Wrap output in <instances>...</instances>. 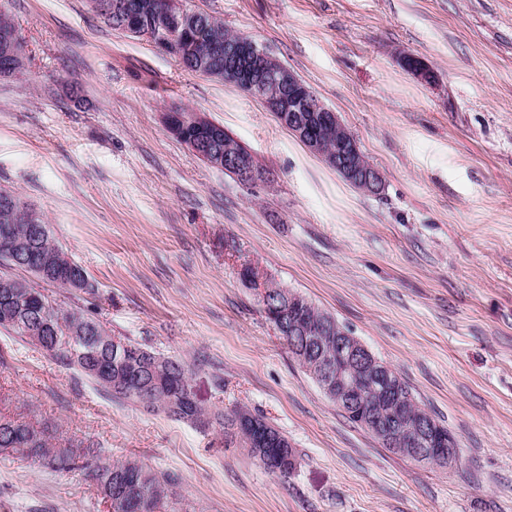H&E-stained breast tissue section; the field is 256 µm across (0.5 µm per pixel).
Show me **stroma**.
I'll return each instance as SVG.
<instances>
[{"label":"stroma","instance_id":"stroma-1","mask_svg":"<svg viewBox=\"0 0 512 512\" xmlns=\"http://www.w3.org/2000/svg\"><path fill=\"white\" fill-rule=\"evenodd\" d=\"M265 46L334 109L384 179L364 193L256 98L107 27L87 0H10L31 57L0 78V187L81 265L50 285L109 334L193 368L206 407L247 406L297 451L288 480L161 411L112 397L0 330V416L106 462L173 474L196 512H512V0H187ZM426 60L425 83L400 64ZM223 125L266 179L203 162L164 127ZM252 263L407 381L460 452L396 456L294 361ZM0 512H112L91 475L0 452Z\"/></svg>","mask_w":512,"mask_h":512}]
</instances>
